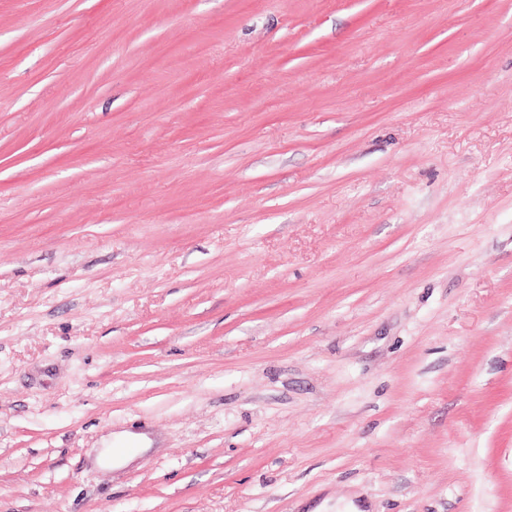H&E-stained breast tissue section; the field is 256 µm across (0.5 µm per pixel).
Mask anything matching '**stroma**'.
I'll use <instances>...</instances> for the list:
<instances>
[{"label":"stroma","mask_w":512,"mask_h":512,"mask_svg":"<svg viewBox=\"0 0 512 512\" xmlns=\"http://www.w3.org/2000/svg\"><path fill=\"white\" fill-rule=\"evenodd\" d=\"M0 512H512V0H0Z\"/></svg>","instance_id":"stroma-1"}]
</instances>
